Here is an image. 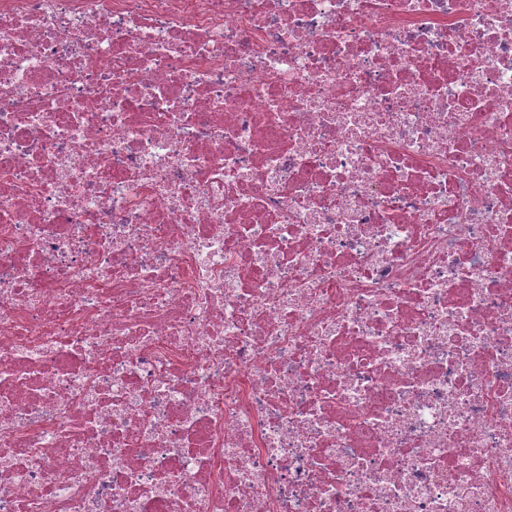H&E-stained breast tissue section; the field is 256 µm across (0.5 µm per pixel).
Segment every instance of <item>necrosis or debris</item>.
I'll return each instance as SVG.
<instances>
[{
	"mask_svg": "<svg viewBox=\"0 0 512 512\" xmlns=\"http://www.w3.org/2000/svg\"><path fill=\"white\" fill-rule=\"evenodd\" d=\"M0 512H512V0H0Z\"/></svg>",
	"mask_w": 512,
	"mask_h": 512,
	"instance_id": "obj_1",
	"label": "necrosis or debris"
}]
</instances>
